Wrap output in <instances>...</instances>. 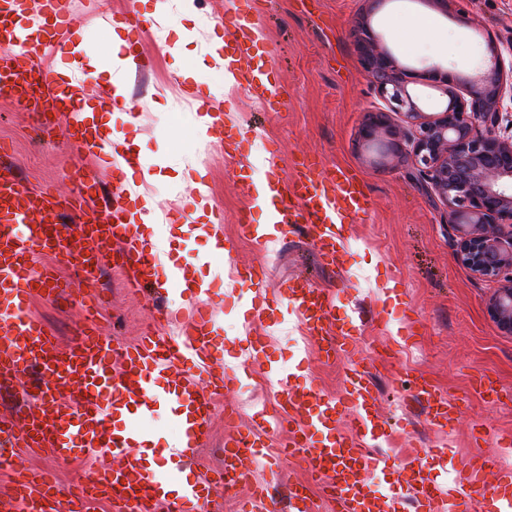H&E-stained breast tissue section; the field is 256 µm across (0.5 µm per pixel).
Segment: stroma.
<instances>
[{
	"mask_svg": "<svg viewBox=\"0 0 512 512\" xmlns=\"http://www.w3.org/2000/svg\"><path fill=\"white\" fill-rule=\"evenodd\" d=\"M72 2L77 19L72 42L93 47L100 55L110 53L113 19L124 10L126 0ZM255 4L262 20L258 48L272 84L288 94L287 111L274 112L241 89L225 90L223 74L204 64L207 40L223 33L220 22L226 0H193L190 22L177 7H170L167 38L152 30L143 36L140 52L153 59V69L144 72L136 67L123 76L128 109L140 119L138 126H126V139L154 176L144 189L164 217L152 232L158 257L173 260L167 249L168 230L190 218L189 212L176 208V200L197 195L190 186L174 182V169L181 164H197L205 170L209 205L221 219L220 231L229 248L222 256L212 252L208 237L187 239L188 247L204 258L200 275L210 284L209 301L224 336L217 354L226 365L249 375L217 398L212 437L188 477L196 479L219 464L225 406H236L240 424L248 426L254 414L273 405L276 388L265 376L269 365L280 366L290 383H310L339 397L349 386L350 363L355 360L364 363L380 394V419L397 427L389 453L399 455L418 444L448 445L447 456L429 461L427 471L431 480L451 485L455 471L469 461L504 456L502 436L512 432V335L488 313L493 282L474 277L458 262L456 233L442 222L444 205L426 193L412 168L381 164L378 147L355 149L367 113L383 102L359 63L353 31L363 16H370L381 45L412 71L408 89L421 110L439 112L446 98L426 78V71L438 67L463 77L480 73L488 60V42L503 48L512 44V0H450L445 8L433 0H383L372 15L366 0H315L308 6L303 0H255ZM184 26L193 32L188 57L166 48ZM60 61L69 66L77 94L90 108L111 111L109 72L89 79L74 55L64 54ZM187 66L208 91L209 107L234 113L237 121L250 125L234 158L225 157L223 142L204 143L197 138L191 119L192 91L178 76ZM68 123V117L60 115L50 131H40L35 115L0 100V141H5L28 187L48 185L64 195L77 193L68 173L86 155L70 137ZM304 156L348 169L375 203L373 211L347 231L336 267L320 265L304 238L271 236L256 245L237 235L242 209H249L252 223L269 220L266 209L249 208L238 174L250 175L258 184L272 175L283 179L289 176L292 161ZM252 267L263 269V288L269 294L297 274L333 292L336 318L355 334L349 360L320 362L314 342L289 314L276 311L258 321L247 316L232 296V279L236 271ZM391 281L401 294L397 307L384 298ZM100 288L105 299L101 332L126 344L135 342L153 320L152 306L142 294L124 288L112 260L102 264ZM80 300L73 290L57 301L39 299L33 304L60 345H69L85 322ZM369 310L382 312L383 322L361 325L360 313ZM255 336L265 338L267 349L265 356L253 361L244 351ZM409 367L455 398L458 414L451 432L428 422L423 403L402 382ZM483 374L494 381L498 398L484 399L475 393L476 380ZM504 458L512 468V455ZM17 471L30 476L49 471L64 483L75 474L70 465L21 448L10 465L0 466V491ZM367 484L376 494L393 499L398 512H416L405 474L377 470L368 474Z\"/></svg>",
	"mask_w": 512,
	"mask_h": 512,
	"instance_id": "stroma-1",
	"label": "stroma"
}]
</instances>
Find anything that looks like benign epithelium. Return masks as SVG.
Masks as SVG:
<instances>
[{"label":"benign epithelium","mask_w":512,"mask_h":512,"mask_svg":"<svg viewBox=\"0 0 512 512\" xmlns=\"http://www.w3.org/2000/svg\"><path fill=\"white\" fill-rule=\"evenodd\" d=\"M359 62L385 108L367 114L358 137L364 147L386 138L383 154L404 163L446 207L444 223L457 233V256L472 275L498 288L488 311L512 334V48L491 43L476 79L428 73L443 84L440 112L420 110L409 93L410 73L381 47L367 22L355 33ZM402 115L396 126L390 113Z\"/></svg>","instance_id":"obj_1"}]
</instances>
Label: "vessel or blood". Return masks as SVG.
I'll use <instances>...</instances> for the list:
<instances>
[{
	"label": "vessel or blood",
	"mask_w": 512,
	"mask_h": 512,
	"mask_svg": "<svg viewBox=\"0 0 512 512\" xmlns=\"http://www.w3.org/2000/svg\"><path fill=\"white\" fill-rule=\"evenodd\" d=\"M231 18L233 31L224 42L226 66L239 74L252 96L265 97V62L254 36L260 22L238 10ZM75 20L72 0H40L39 21L32 28L18 22L16 0H0V73L12 80L8 96L25 99L37 112L68 117L83 112L84 101L72 85L58 81L43 65L47 52L64 50ZM73 136L84 145L110 150L114 169L138 164L123 128H113L105 137L93 124H77ZM70 177L80 186L70 196L48 187L30 188L16 174L7 147L0 145V389H9L17 375L39 376L23 427H16L12 417L0 416V465L10 463L20 447L60 463L91 461L107 453L120 462L89 469L66 485L51 474L37 481L20 474L8 499L16 512H89V502L101 498L111 502L113 512H158L168 503L174 512H199L206 480L186 481L177 468L148 469L138 453L142 432L130 423L120 435L109 427L114 417L143 413L168 398L177 407V429L192 441L181 454L195 458L210 437L216 396L241 382L240 371L211 354L221 334L203 299L207 287L195 275L198 259L185 254L173 270L163 272L126 205L131 194L127 183L104 188L88 166L75 167ZM280 185L273 200L274 223L283 232L306 234L323 264L337 265L345 225L370 208L363 185L341 167L305 163L296 165ZM75 232L85 242L78 254L68 247ZM47 253L56 263L74 268L86 304L87 323L65 349L30 309L34 297H59L68 288L51 267L39 265V256ZM108 257L125 270L128 288L191 296L184 316L163 314L166 322L185 324L181 336L166 337L149 328L136 343L122 345L100 333L96 318L103 302L97 284ZM236 283L247 290L255 318L274 307L292 309L326 360L337 359L353 340L332 312L329 291L315 287L306 276L289 280L270 298L258 294L261 281L253 272L238 274ZM175 366L178 379L168 389H158V379ZM352 374L350 389L338 398L321 396L310 385L282 383L271 419L251 427L236 425V409L225 408V419L234 428L224 438V463L216 477L229 488L251 487L242 512H317L308 484L289 486L283 498L275 493L279 471L294 458L306 465L311 482L331 489L338 512H395L390 500L366 484L371 470L389 466L407 474L420 512H512V473L500 472L496 484H488L489 460H473L459 471L457 495L451 500L425 474L433 449L419 447L397 458L382 455L379 448L388 432L375 412L379 395L361 364H354ZM411 383L424 400L429 422L441 429L452 426L457 406L424 376L412 377ZM62 386L71 387L72 401H60L57 391ZM341 412L348 415L349 428H338ZM282 429L288 441L279 445L275 436ZM261 469L266 475L260 479L256 473Z\"/></svg>",
	"instance_id": "1"
}]
</instances>
